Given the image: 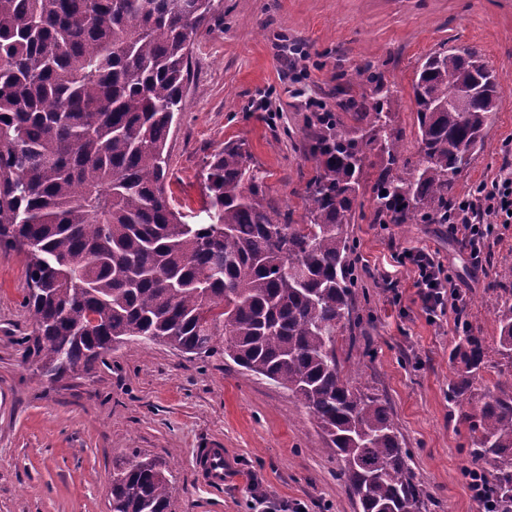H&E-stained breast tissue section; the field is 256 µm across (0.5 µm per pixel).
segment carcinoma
<instances>
[{
	"label": "carcinoma",
	"mask_w": 512,
	"mask_h": 512,
	"mask_svg": "<svg viewBox=\"0 0 512 512\" xmlns=\"http://www.w3.org/2000/svg\"><path fill=\"white\" fill-rule=\"evenodd\" d=\"M217 15L216 0H0V245L26 257L25 356L40 363L34 375L58 381L128 339L222 354L313 416L359 512H427L391 408L353 385L338 354L336 336L360 321L347 225L366 188L375 224L448 223L456 178L499 109L500 80L471 46L429 55L412 85L411 159L392 124L399 90L372 72L371 99L344 104L350 123L315 116L302 223L265 205L264 176L240 141L207 164L208 223L190 224L168 194L167 140L193 35ZM374 152L387 165L370 184ZM498 323L497 354L512 360L511 306ZM489 354L463 331L451 400L472 395ZM464 419L478 432L474 461L491 467L470 481L491 512H512V383ZM169 505L162 465L115 462L112 512Z\"/></svg>",
	"instance_id": "cac0c4a2"
}]
</instances>
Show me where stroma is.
<instances>
[{"instance_id":"1","label":"stroma","mask_w":512,"mask_h":512,"mask_svg":"<svg viewBox=\"0 0 512 512\" xmlns=\"http://www.w3.org/2000/svg\"><path fill=\"white\" fill-rule=\"evenodd\" d=\"M220 9L193 38L169 139V192L189 223L207 221V161L237 140L265 176L267 203L300 223L314 174L306 157L314 115L370 93L360 74L368 64L397 85L393 124L414 152L411 85L425 56L448 41L478 48L503 84L485 146L454 195L512 174V0H221ZM354 209L348 233L366 345L346 366L391 407L431 493L429 512H477L463 476L474 465L476 434L465 419L474 406L448 399L458 334L453 322L427 321L414 274L397 257L435 253L463 295L472 334L493 347L498 317L512 305V224L484 238V266L475 270L447 225L374 223L366 193ZM27 288L24 255L0 247V512H112V464L132 455L167 464L171 512H358L309 413L224 356L129 340L86 373L36 378L21 343L33 329ZM214 443L240 470L209 489L193 458Z\"/></svg>"}]
</instances>
